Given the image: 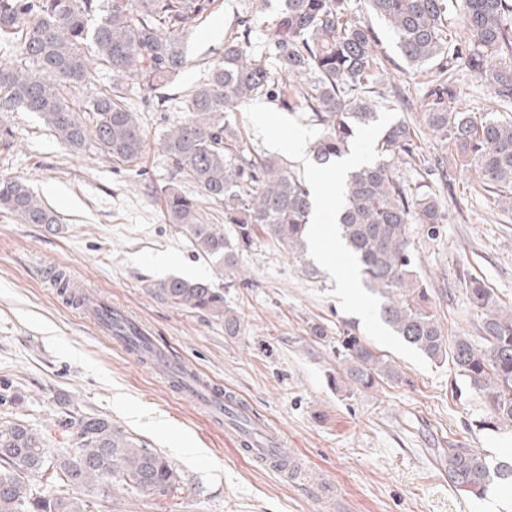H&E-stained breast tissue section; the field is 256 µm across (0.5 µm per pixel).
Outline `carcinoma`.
Listing matches in <instances>:
<instances>
[{
	"label": "carcinoma",
	"mask_w": 512,
	"mask_h": 512,
	"mask_svg": "<svg viewBox=\"0 0 512 512\" xmlns=\"http://www.w3.org/2000/svg\"><path fill=\"white\" fill-rule=\"evenodd\" d=\"M213 0H0V41L13 48L0 60V112H34L72 152L93 148L133 170L145 151L140 117L126 101L132 85L167 108L164 89L187 64L184 32L211 13ZM370 12L395 36L412 72L436 63L439 78L426 86L427 129L474 170L493 202L512 207V121L456 109L458 92L449 65L474 72L498 101H512V0H367ZM458 15L465 35L449 36L448 17ZM254 18L244 16L224 40V54L207 83L181 101L188 117L168 129L162 150L175 176L206 201L224 206V224H207L198 199L176 183L160 188L164 219L197 254L224 268V279L247 284L241 257L262 235L298 259L307 251L312 209L308 185L288 159L255 151L231 114L264 97L278 108L301 112L317 127L311 160L326 165L348 155L356 127L378 118L385 97L375 91L385 65L372 28L357 18L350 0H282L263 30L265 63L252 53ZM112 83L96 84L99 71ZM416 133L396 121L378 142L379 159L348 173L338 224L358 259L367 290L380 298L382 322L428 359H450L467 387L485 396L482 425L512 428V312L462 270L470 302L480 312L481 336H447L433 289L418 272L410 226L431 238L447 220L428 190L412 188L397 172L420 160ZM0 209L25 224L58 223L59 216L24 183L0 182ZM169 302L224 319V334L241 323L210 280L172 277L155 284ZM339 378L352 391L401 381L398 370L355 329L336 338ZM25 396L0 381V405ZM67 447L48 460L52 430H36L17 415L0 421V512H93L91 500L71 497L65 486L120 487L168 495L182 478L172 462L104 417L65 408L55 424ZM448 483L481 497L492 481L512 482V462L495 464L477 448H439ZM52 470L46 492L29 475Z\"/></svg>",
	"instance_id": "cac0c4a2"
}]
</instances>
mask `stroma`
Returning a JSON list of instances; mask_svg holds the SVG:
<instances>
[{"instance_id": "obj_1", "label": "stroma", "mask_w": 512, "mask_h": 512, "mask_svg": "<svg viewBox=\"0 0 512 512\" xmlns=\"http://www.w3.org/2000/svg\"><path fill=\"white\" fill-rule=\"evenodd\" d=\"M253 7L254 0H215L210 15L189 26L188 64L168 94L180 98L206 82L225 37ZM351 9L380 40L387 61L379 90L391 99V111L414 128L429 162H443L450 174L444 180L410 166L398 171L410 185H428L447 215L438 237L411 228L419 272L436 290L437 313L449 335L478 336L480 320L459 274L468 271L502 306H512V208L491 204L455 151L427 131L423 87L437 67L406 71L386 24L364 0H351ZM454 79L462 110L512 119V103L492 98L474 72L456 65ZM127 98L143 119L146 140L135 172L93 149L68 151L35 113L0 114V124L14 133L12 149L0 150V182L26 183L60 217L59 227L50 228L0 210V378L23 385L31 427L44 429L67 400L167 455L181 473L175 494L118 490L94 498L95 512H487L500 484L482 497L462 496L437 461L438 449L448 446L480 449L492 462L512 456V429L479 427L488 415L485 397L469 390L451 363L423 369L390 350L385 358L402 372V384L336 390V331L360 319L332 297L335 282L323 270L306 274L262 238L241 258L248 286H225L214 265L165 223L160 197L144 189L171 179L161 142L185 112L156 110L134 88ZM165 252L177 254V265L155 264ZM60 268L141 321L175 357L236 391L256 420L279 426L284 450L297 454L321 484L283 478L239 455L230 435L57 295L43 272ZM172 276L224 286L240 334L225 335L222 320L155 293L154 283ZM315 324L326 336L312 335Z\"/></svg>"}]
</instances>
